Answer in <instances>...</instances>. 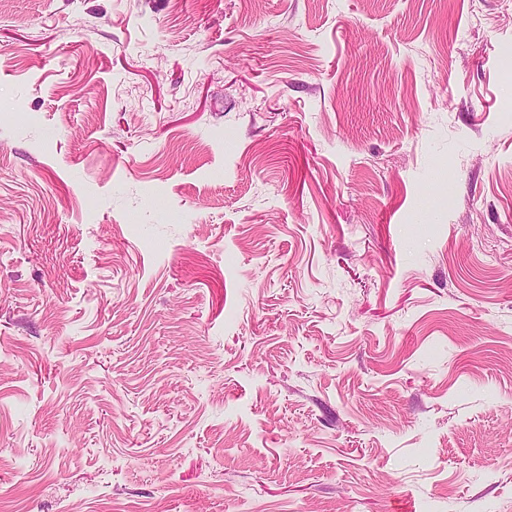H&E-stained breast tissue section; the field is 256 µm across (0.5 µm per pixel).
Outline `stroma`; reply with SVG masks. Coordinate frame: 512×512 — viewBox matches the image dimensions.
I'll use <instances>...</instances> for the list:
<instances>
[{
    "mask_svg": "<svg viewBox=\"0 0 512 512\" xmlns=\"http://www.w3.org/2000/svg\"><path fill=\"white\" fill-rule=\"evenodd\" d=\"M512 0H0V512H512Z\"/></svg>",
    "mask_w": 512,
    "mask_h": 512,
    "instance_id": "1",
    "label": "stroma"
}]
</instances>
